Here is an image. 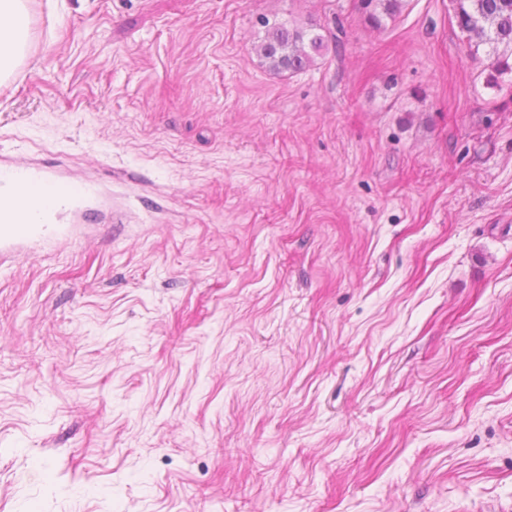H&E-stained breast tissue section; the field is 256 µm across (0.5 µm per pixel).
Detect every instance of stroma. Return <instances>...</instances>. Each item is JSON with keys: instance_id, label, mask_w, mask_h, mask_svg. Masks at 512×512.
Wrapping results in <instances>:
<instances>
[{"instance_id": "stroma-1", "label": "stroma", "mask_w": 512, "mask_h": 512, "mask_svg": "<svg viewBox=\"0 0 512 512\" xmlns=\"http://www.w3.org/2000/svg\"><path fill=\"white\" fill-rule=\"evenodd\" d=\"M29 12L0 148L112 203L0 259V512H512V74L450 0ZM360 3V9L376 27H381L386 18L395 19L404 7V0H360ZM264 34L254 45L261 63L274 74L297 73L314 63L316 55L327 45L326 35L308 33L306 29L285 23H265Z\"/></svg>"}]
</instances>
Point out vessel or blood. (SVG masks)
<instances>
[{
    "label": "vessel or blood",
    "instance_id": "1",
    "mask_svg": "<svg viewBox=\"0 0 512 512\" xmlns=\"http://www.w3.org/2000/svg\"><path fill=\"white\" fill-rule=\"evenodd\" d=\"M50 189L56 202L39 212V220L25 223L15 207V199L31 185ZM106 199L95 184H65L59 178L33 162L19 161L10 156L0 157V244L11 243L18 235L19 224H26L28 235L35 236L47 226L63 223L91 224Z\"/></svg>",
    "mask_w": 512,
    "mask_h": 512
}]
</instances>
